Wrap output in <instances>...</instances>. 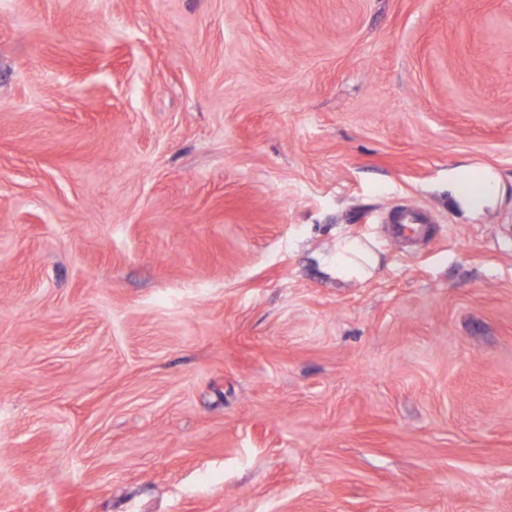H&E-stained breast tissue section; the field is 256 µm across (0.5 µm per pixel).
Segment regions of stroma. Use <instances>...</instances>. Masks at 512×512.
<instances>
[{
  "label": "stroma",
  "instance_id": "stroma-1",
  "mask_svg": "<svg viewBox=\"0 0 512 512\" xmlns=\"http://www.w3.org/2000/svg\"><path fill=\"white\" fill-rule=\"evenodd\" d=\"M0 512H512V0H0ZM473 173V170L461 171L451 185L455 203L466 214L481 212L496 202L495 178L479 172L478 180L474 181ZM433 216L424 208L404 206L393 208L388 215L386 224H392L395 237L405 239L419 233L426 224H433ZM328 268L336 277L366 279L376 268L372 250L355 239H343L336 244V254L326 259Z\"/></svg>",
  "mask_w": 512,
  "mask_h": 512
}]
</instances>
